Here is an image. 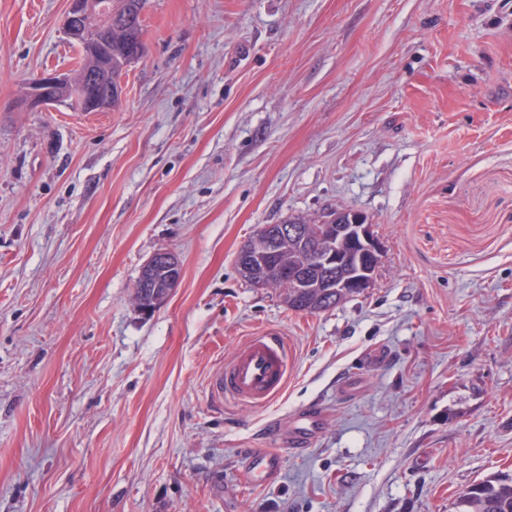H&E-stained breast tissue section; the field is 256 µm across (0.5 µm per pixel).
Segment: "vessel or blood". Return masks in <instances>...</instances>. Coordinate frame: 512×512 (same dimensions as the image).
I'll return each mask as SVG.
<instances>
[{"label":"vessel or blood","mask_w":512,"mask_h":512,"mask_svg":"<svg viewBox=\"0 0 512 512\" xmlns=\"http://www.w3.org/2000/svg\"><path fill=\"white\" fill-rule=\"evenodd\" d=\"M288 344L279 333L265 330L251 336L225 364L223 374L212 383V391L253 406H262L282 392L288 375ZM324 412L318 407L304 409L294 419L288 439L295 450L309 448L318 436ZM250 480L272 483L281 459L265 448L251 450L245 461Z\"/></svg>","instance_id":"b4317fda"}]
</instances>
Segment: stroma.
<instances>
[{
  "label": "stroma",
  "mask_w": 512,
  "mask_h": 512,
  "mask_svg": "<svg viewBox=\"0 0 512 512\" xmlns=\"http://www.w3.org/2000/svg\"><path fill=\"white\" fill-rule=\"evenodd\" d=\"M69 6L0 0V512H450L512 475V0H145L117 106L30 110L80 67ZM334 209L381 243L368 292L310 313L240 277L261 226ZM159 251L183 278L144 314ZM264 327L282 393L209 395ZM315 404L306 451L265 435ZM245 466L253 483L270 484L280 472L281 459L268 449L255 448L247 454Z\"/></svg>",
  "instance_id": "35a3bbf8"
}]
</instances>
